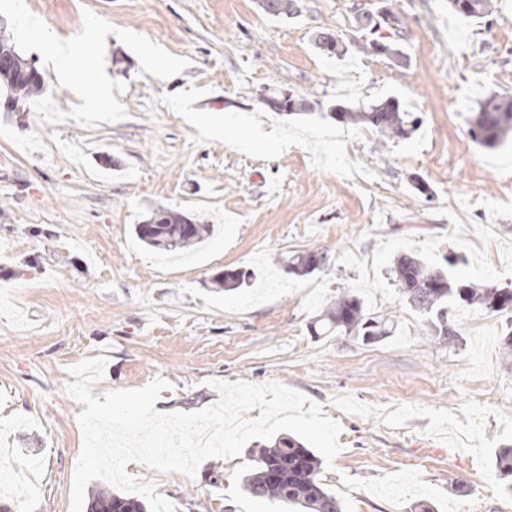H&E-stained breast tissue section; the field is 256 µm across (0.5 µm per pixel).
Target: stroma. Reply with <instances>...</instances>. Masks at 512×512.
<instances>
[{
    "mask_svg": "<svg viewBox=\"0 0 512 512\" xmlns=\"http://www.w3.org/2000/svg\"><path fill=\"white\" fill-rule=\"evenodd\" d=\"M495 3L486 23L448 0H302L288 20L256 0H0V27L47 86L25 117L0 112V448L42 463L25 491L0 483V512H70L83 407L65 393L68 369L98 356L108 364L94 396L163 379L159 404L173 411L217 401L212 379L304 393L342 426L321 470L343 512L420 500L512 512L495 465L512 445L505 317L460 307L457 340L435 341L391 274L397 255L437 265L453 251L456 277L512 289V141L490 149L469 136L482 99H512V0ZM385 6L399 20L376 38L403 50L400 63L354 27L355 10ZM325 30L343 39L341 58L316 48ZM46 32L72 51L77 83L46 61ZM106 75L112 98L90 111ZM287 91L310 109L263 100ZM390 97L423 116L411 139L383 148L332 116ZM415 176L432 198L412 189ZM160 207L219 231L188 257H163L133 233ZM304 249L329 263L288 274L284 259ZM235 268L255 284L212 288ZM349 290L391 317L392 336L312 334ZM262 445L205 460L192 479L126 470L175 512H284L240 487ZM485 473L488 493L476 487Z\"/></svg>",
    "mask_w": 512,
    "mask_h": 512,
    "instance_id": "1",
    "label": "stroma"
}]
</instances>
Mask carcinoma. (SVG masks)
I'll list each match as a JSON object with an SVG mask.
<instances>
[{"label":"carcinoma","instance_id":"cac0c4a2","mask_svg":"<svg viewBox=\"0 0 512 512\" xmlns=\"http://www.w3.org/2000/svg\"><path fill=\"white\" fill-rule=\"evenodd\" d=\"M450 8L466 19H483L492 15V0H448ZM258 7L267 15L293 19L299 16V0H259ZM385 24L398 18L389 7L373 12H359L354 16L359 32L375 33L373 18ZM316 48L327 56H340L343 40L333 31L318 32ZM7 55L11 66L0 70V88L4 90L0 107L13 111V105L27 107L30 100L44 92V78L38 69L16 50L10 37L0 39V54ZM273 110L298 114L310 108L301 96L286 94L280 99H268ZM334 118L340 122L361 124L374 130L379 143L385 147L394 140H405L422 125L423 118L400 107L398 100L387 98L368 108L352 110L345 106L334 108ZM471 139L493 148L512 139V101L498 95L486 97L474 113L469 129ZM213 225L202 224L195 217L177 210L159 208L150 218L134 227L136 237L143 244L168 253H178L207 239ZM446 266H432L420 256L405 253L395 260V285L409 306L428 317L429 328L436 339L453 342L458 336L449 323L448 314L457 306L480 305L492 313L509 315L501 344L505 356L512 355V289L476 288L449 273L456 266L457 256L444 257ZM328 262L323 252L301 251L288 258L285 269L296 276H308ZM251 273L243 269L226 270L211 283L226 291L247 285ZM326 322L320 327L323 334L344 332L362 337L369 343L393 333L391 320L367 312L362 299L352 292L336 297V302L325 309ZM321 463L315 453L298 439L286 435L276 437L263 446L255 465L243 478V491L253 500L275 502L298 512H342L341 501L321 478ZM496 467L503 478L512 477V448H503L496 455ZM90 512H146L145 503L108 492L92 496Z\"/></svg>","mask_w":512,"mask_h":512}]
</instances>
